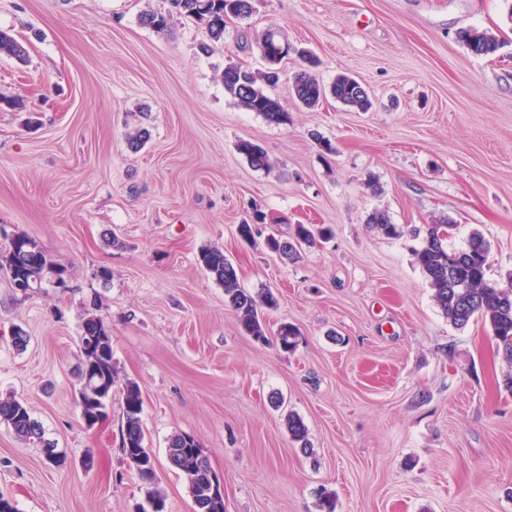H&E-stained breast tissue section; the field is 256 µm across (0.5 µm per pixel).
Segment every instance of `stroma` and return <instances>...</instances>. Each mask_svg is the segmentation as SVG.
I'll list each match as a JSON object with an SVG mask.
<instances>
[{"instance_id":"obj_1","label":"stroma","mask_w":512,"mask_h":512,"mask_svg":"<svg viewBox=\"0 0 512 512\" xmlns=\"http://www.w3.org/2000/svg\"><path fill=\"white\" fill-rule=\"evenodd\" d=\"M211 53L201 25L141 24L166 0H0V30L29 58L0 56V249L27 233L68 273L67 290L21 296L0 274V398L23 400L44 430L25 443L0 423V493L18 512H140L144 491L120 451L122 408L86 430L75 404L78 336L90 303L112 331L120 379L143 397L146 445L167 512H194L169 437L199 442L224 482L225 512H512V364L490 329L451 326L415 262L413 228L442 217L463 247L491 245V276L512 274V5L507 0H253ZM504 46L472 56L459 28ZM278 31L294 53L268 123L225 93L227 64L263 68ZM323 83L355 77L373 107L305 108L290 85L296 50ZM147 127L132 152L127 136ZM260 145L272 170L237 149ZM265 215L255 241L238 224ZM376 211L401 225L391 238ZM323 224L330 240L298 261L266 237ZM223 249L252 295L278 299L269 331L295 326L283 351L241 330L224 288L199 262ZM106 267L112 281L95 272ZM27 334L12 342L14 328ZM308 430L293 441L287 413ZM92 457V468L82 466Z\"/></svg>"}]
</instances>
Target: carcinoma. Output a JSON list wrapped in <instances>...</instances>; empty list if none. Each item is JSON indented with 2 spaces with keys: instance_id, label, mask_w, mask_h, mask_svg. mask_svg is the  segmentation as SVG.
Returning <instances> with one entry per match:
<instances>
[{
  "instance_id": "cac0c4a2",
  "label": "carcinoma",
  "mask_w": 512,
  "mask_h": 512,
  "mask_svg": "<svg viewBox=\"0 0 512 512\" xmlns=\"http://www.w3.org/2000/svg\"><path fill=\"white\" fill-rule=\"evenodd\" d=\"M167 14L149 12L140 17L142 25L157 31L168 28L173 15L184 16L202 22L210 41L224 40V27L230 19H245L253 13L252 0H167ZM458 39L468 52L479 58L493 56L501 42L493 34L476 27H466L458 32ZM0 54L19 62L27 60L28 45L5 31H0ZM263 55L266 70L255 72L240 65H231L224 70L222 81L227 94L251 112L260 113L274 125L288 123V112L278 99L269 95L264 87L275 86L280 80L279 64L284 60L280 54L279 39L270 31L263 40ZM307 68L293 76L292 90L295 98L306 107H314L321 100L332 96L337 101L368 110L371 99L368 90L358 80L348 75H339L330 86H325L312 69L317 61L311 55H303ZM238 150L256 168L268 169L270 163L264 150L251 141H242ZM368 223L388 237H398L401 229L389 221L382 212L369 217ZM456 224L443 218L427 225L421 245L415 250L416 263L433 291V299L445 314L450 325L463 329L474 318L487 323L497 341L498 352L504 361L512 363V279L502 284L490 277V245L479 233L470 235L466 247L451 249L448 239ZM329 231L297 224L287 240L271 236L265 240V248L281 259L294 261L299 258V246H311L316 239ZM199 261L217 283L224 286V297L236 313L242 331L258 341L267 339L265 323L259 308H272L276 298L271 292L262 300L238 286V275L233 262L224 255V250L209 247L200 252ZM0 272L10 280L23 279L41 288L56 280L67 279V270L54 262L50 255L30 236L18 233L10 238L6 250L0 252ZM87 336L98 337L99 350L80 352L78 394L81 413L94 418L112 403V388L117 371L112 359V337L107 321L94 313H87L80 325L79 340ZM122 425L120 450L129 466L135 469L145 488L146 500L166 508V499L155 487V467L151 466L153 455L145 446L142 423L143 399L140 386L131 380L122 387ZM0 423L6 424L20 440L37 444L43 442L44 431L29 411L24 401L13 397L0 398ZM288 431L301 449L308 450L307 429L302 420L290 413L287 415ZM199 447L189 434L171 436L166 448L169 464L183 473L187 490L198 506L196 512H224V498L210 495L209 480L199 474Z\"/></svg>"
}]
</instances>
